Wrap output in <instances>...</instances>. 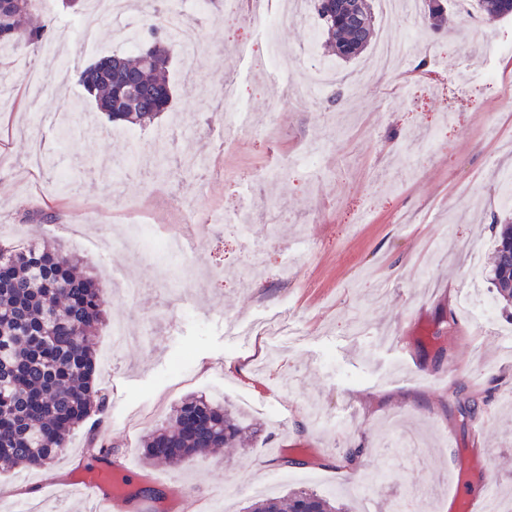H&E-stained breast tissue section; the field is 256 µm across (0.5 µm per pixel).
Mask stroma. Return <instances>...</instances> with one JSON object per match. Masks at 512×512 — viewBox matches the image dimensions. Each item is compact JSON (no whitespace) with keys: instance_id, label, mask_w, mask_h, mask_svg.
<instances>
[{"instance_id":"obj_1","label":"stroma","mask_w":512,"mask_h":512,"mask_svg":"<svg viewBox=\"0 0 512 512\" xmlns=\"http://www.w3.org/2000/svg\"><path fill=\"white\" fill-rule=\"evenodd\" d=\"M441 29L428 30L427 51L464 57L471 95L447 71L425 73L396 91L400 77L372 74V52L344 61L323 47L308 51L315 13L289 11L276 39L293 68L331 60L338 80L334 102L273 112L257 59L233 58L250 35L220 12L192 21L200 43L193 71L173 56L170 112L157 126L126 141V125L108 122L94 101L69 80L71 68L104 54L124 52L114 21L100 22L96 47L84 46L81 13L53 0L49 23L69 24L55 56L22 47L0 75L13 83L0 103V243L62 245L83 260L105 299V323L93 347L95 382L106 397L105 428H76L51 470L58 485L96 463L90 438L112 444L121 466H134L137 493L155 490L157 512H244L251 501L236 481L275 479L273 495L308 487L336 496L345 512H448L444 498L424 499L428 467H447L445 446L487 450L503 512H512V360L479 336V300L491 299L494 215L504 206L495 175L512 170V100L487 85L488 70L512 81V19L481 21L484 39L468 38L469 20L449 6ZM236 64L246 101L247 129L220 153L228 112L204 98L228 64ZM369 74L359 97L351 80ZM51 114L41 145L25 128ZM325 135V153L296 160L303 144ZM415 138L428 152L411 171L390 158ZM170 151L167 175L151 155ZM192 153L217 154L245 179L239 194L225 179L181 172ZM106 164L109 178L84 173L87 162ZM287 163L271 181L267 168ZM250 202L249 238L236 224L210 222V213L234 214ZM52 209L54 222L30 215ZM203 244L189 256L193 273L157 264L124 241L129 224L144 221L175 233L187 213ZM140 285L133 300L125 281ZM238 328L224 329L225 318ZM148 329L140 346L112 348V327ZM408 327L399 348L387 341ZM455 375H448L449 367ZM489 397L475 429L462 430L448 396L457 388ZM190 396L237 409L261 425L247 448H224L170 467L144 457L143 437ZM301 444L291 465L277 448ZM361 446L373 485L348 488L337 456ZM41 471L0 473V512L17 502L30 512H85L81 503L45 498Z\"/></svg>"}]
</instances>
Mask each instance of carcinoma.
I'll list each match as a JSON object with an SVG mask.
<instances>
[{
    "instance_id": "obj_1",
    "label": "carcinoma",
    "mask_w": 512,
    "mask_h": 512,
    "mask_svg": "<svg viewBox=\"0 0 512 512\" xmlns=\"http://www.w3.org/2000/svg\"><path fill=\"white\" fill-rule=\"evenodd\" d=\"M325 47L351 60L364 53L376 33L372 0H313ZM487 19L512 15V0H476ZM48 26L36 0H0V48L48 42ZM146 46L134 57L103 55L73 69L78 85L111 122L147 128L169 110L168 77L178 51L167 20L150 14L140 35ZM501 225L494 250L492 285L497 303L512 304V216ZM79 258L56 247L10 251L0 247V471L44 468L65 448L71 430L104 406L93 384L96 355L89 344L103 319L104 297L92 277L79 275ZM467 429L477 399L452 392ZM257 427L224 405L183 400L168 420L144 437L146 458L171 465L205 456ZM361 468L353 448L336 458V469ZM330 496L300 488L279 497L256 496L246 512H340Z\"/></svg>"
}]
</instances>
